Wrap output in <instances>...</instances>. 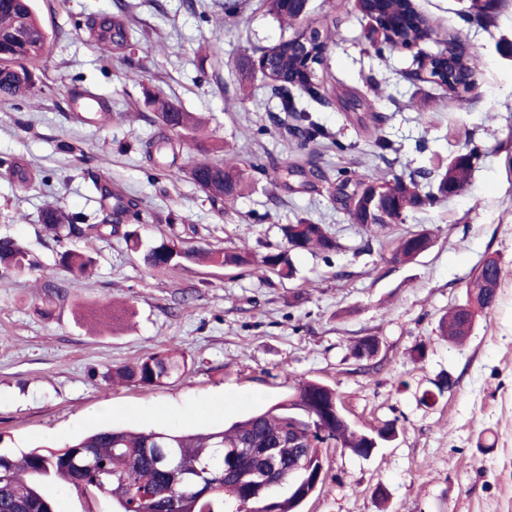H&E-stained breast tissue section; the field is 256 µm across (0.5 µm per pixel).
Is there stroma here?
Listing matches in <instances>:
<instances>
[{
	"label": "stroma",
	"mask_w": 512,
	"mask_h": 512,
	"mask_svg": "<svg viewBox=\"0 0 512 512\" xmlns=\"http://www.w3.org/2000/svg\"><path fill=\"white\" fill-rule=\"evenodd\" d=\"M433 29L409 50L372 32L356 0H308L307 25L336 33L318 69L317 97L292 90L296 112L242 59L292 30L266 0H35L49 35L33 94L0 100V237L19 239L37 268L0 269V448L62 445L104 426L141 431L220 428L287 398L301 378L336 390L359 429L394 427L367 458L325 449L322 487L303 512H512V0L492 20L470 0H413ZM127 21L121 52L88 25ZM478 49V90L458 97L417 78L440 40ZM205 124L209 144L238 152L247 188L219 210L173 166L149 156L166 130L145 91ZM88 92L111 113L84 120ZM324 135L304 142L300 128ZM473 152L468 191L408 210L375 238L349 221L338 175L415 177L429 188L456 155ZM318 164L323 178L310 175ZM137 200L138 218L86 240L45 235L46 205L96 222L101 189ZM326 225L339 251H294L292 275L262 277L186 263L156 273L127 246L171 235L201 247L283 245L282 225ZM430 231L433 246L395 262L397 238ZM88 250L91 277L58 264ZM501 263L495 307L454 344L439 321L466 303L487 257ZM54 277L65 296L48 299ZM372 336L377 358H357ZM176 350L185 373L158 387L115 384L114 366ZM438 395L422 401L425 391ZM385 487L379 498L376 487Z\"/></svg>",
	"instance_id": "35a3bbf8"
}]
</instances>
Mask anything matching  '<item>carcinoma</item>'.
<instances>
[{
  "label": "carcinoma",
  "instance_id": "1",
  "mask_svg": "<svg viewBox=\"0 0 512 512\" xmlns=\"http://www.w3.org/2000/svg\"><path fill=\"white\" fill-rule=\"evenodd\" d=\"M269 11L293 25L305 15L306 5L284 11L280 0H268ZM369 14L385 18H401L408 11L407 0H364L361 5ZM24 24L27 36L17 37V26ZM429 31L427 21L418 19L394 31L387 43L412 47ZM307 31H297L279 42L277 70L285 77L294 73L298 57L294 43ZM92 36L99 42L119 50L127 44V31L121 20L107 17ZM48 36L31 0H0V98L15 100L27 97L35 86L33 64L41 58L40 47L47 46ZM159 121L168 129L199 131L197 118L169 99L146 94ZM187 173L193 183L214 203L233 204L244 190L240 163L231 156L220 162L208 158L204 140L192 138ZM471 170L453 173L449 167L439 175L436 191L423 194L416 179L395 177L379 180L366 174L342 179V186H353L346 195V211L351 223L369 234L389 228L387 224L368 223L367 195L378 188L390 198H398L407 208L431 204L439 198L464 191ZM137 216V204L122 200L119 207L103 218L101 224H79V216L49 206L43 214V228L56 238L71 235H97L109 226L112 217ZM287 244L298 250L340 249L323 224H286L282 228ZM132 249L141 253L143 263L157 270L179 266L183 262L209 264L229 268L254 267L265 272L287 276L291 265L283 251H270L256 259L246 248L234 251L203 248L179 237L164 238L142 247L137 231L125 233ZM432 245V237L406 234L399 239L393 260L412 262ZM92 264L86 253L65 250L59 254V265L72 274L84 273ZM0 266L16 273L37 267V262L23 244L10 237L0 238ZM467 295L476 298L479 308L494 307L488 302L480 278L467 285ZM443 332L452 341H462L468 332L462 328V316L453 308L442 321ZM187 366L185 358L174 350L156 352L130 365L111 369L112 379L142 386H160ZM327 429L330 438L357 453L368 448V439L348 427L336 416V392L311 379L298 381L288 398L258 409L247 417L219 429L195 432L178 430L141 431L103 428L81 435L61 446H41L18 455L0 451V512H59L58 495L71 491L81 498L106 497L118 507L116 512H301L302 498L295 485L294 458L303 455L311 468L308 488L324 482V438L319 431ZM173 448V463L161 465L155 449ZM241 448L234 468L224 470V449ZM275 455L278 470L276 484L256 499L252 474L263 465L269 454Z\"/></svg>",
  "mask_w": 512,
  "mask_h": 512
}]
</instances>
